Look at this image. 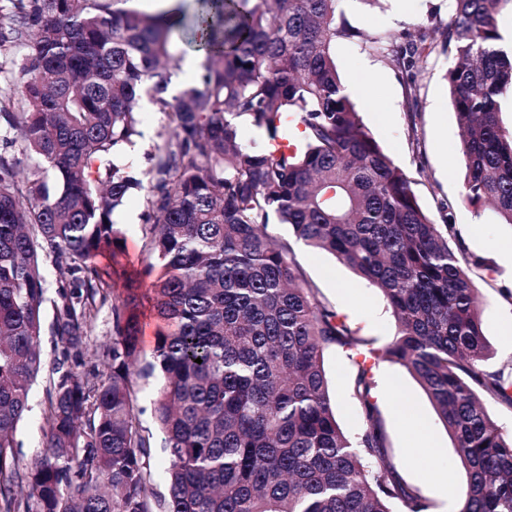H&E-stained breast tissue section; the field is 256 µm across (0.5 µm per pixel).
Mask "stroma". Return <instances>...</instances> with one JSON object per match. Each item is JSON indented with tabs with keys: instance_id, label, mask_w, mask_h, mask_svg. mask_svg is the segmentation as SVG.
<instances>
[{
	"instance_id": "stroma-1",
	"label": "stroma",
	"mask_w": 512,
	"mask_h": 512,
	"mask_svg": "<svg viewBox=\"0 0 512 512\" xmlns=\"http://www.w3.org/2000/svg\"><path fill=\"white\" fill-rule=\"evenodd\" d=\"M448 10L449 0H340L338 16L364 34L394 38L403 31L414 33L422 28L428 30L434 49L423 69L408 74L395 67L389 55L376 53L360 41L344 39L335 46L336 65L343 82L369 79L365 93L353 97L365 125L384 153L410 178L419 203L434 223L452 218L448 244L462 249L472 263L469 275L492 350L483 369L506 373L512 371V341L502 334L505 323L512 321V226L501 223L491 210H475L463 199L461 131L443 79L450 60L439 47L440 32L432 28L433 19H447ZM142 213L141 199L134 196L114 216L123 238L125 260L138 268L150 260L141 230ZM273 233L290 240L297 263L316 285L324 303L346 314L363 336L373 340L375 348L388 345L396 333V323L377 288L332 255L313 251L294 239L287 225H274ZM324 368L337 422L347 435L361 433L363 418L351 394L348 360L331 346L324 351ZM374 381L376 389L395 387L413 402L440 448L437 456H430L421 448L412 423L393 402L377 400L386 445L403 482L421 495L427 512H458L467 473L429 397L405 367L388 359L379 361ZM47 384L44 376L34 384L29 409L17 431V456L23 465L43 449Z\"/></svg>"
}]
</instances>
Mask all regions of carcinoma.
I'll return each mask as SVG.
<instances>
[{"label": "carcinoma", "instance_id": "obj_1", "mask_svg": "<svg viewBox=\"0 0 512 512\" xmlns=\"http://www.w3.org/2000/svg\"><path fill=\"white\" fill-rule=\"evenodd\" d=\"M129 0H0V512H425L389 456L373 403V363L419 382L468 475L459 512H512V439L479 391L512 407V379L486 373L489 346L469 261L448 245L411 181L343 92L338 0H180L154 15ZM444 81L463 131L465 201L512 225V0H450ZM210 19L197 83L170 92L176 39ZM427 35L404 33L391 61L412 71ZM168 121L140 179L126 150L143 138L140 99ZM252 127L294 143L277 154L241 140ZM142 193L154 262L104 274L122 254L113 215ZM334 255L376 286L397 333L383 349L318 298L288 241ZM58 266L52 330L62 359L46 387L44 452L22 467L16 432L45 371L43 257ZM148 302L163 326L139 362ZM112 312L103 369L83 370L95 313ZM349 361L364 429L332 409L324 350ZM201 359L198 364L195 359ZM157 380L146 431L134 378ZM167 494L153 486L155 450Z\"/></svg>", "mask_w": 512, "mask_h": 512}]
</instances>
